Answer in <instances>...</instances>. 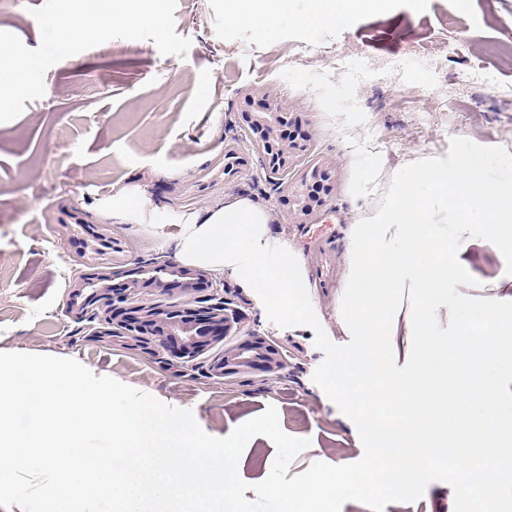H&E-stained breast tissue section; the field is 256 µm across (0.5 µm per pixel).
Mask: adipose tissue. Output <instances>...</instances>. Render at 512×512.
Wrapping results in <instances>:
<instances>
[{
    "label": "adipose tissue",
    "mask_w": 512,
    "mask_h": 512,
    "mask_svg": "<svg viewBox=\"0 0 512 512\" xmlns=\"http://www.w3.org/2000/svg\"><path fill=\"white\" fill-rule=\"evenodd\" d=\"M382 0H306L302 26L347 24ZM288 0H224L227 23L265 32ZM484 150L421 157L372 189L384 200L363 212L346 232V289L336 323L358 343L345 374L353 386L336 401L363 417L372 438L371 461L391 491L414 504L428 465L449 462L448 512L474 489L487 494L491 512L512 501V275L482 295L452 292L469 274L475 238L494 243L512 259V179L488 181ZM113 223L148 216L167 224L168 210L141 185L102 203ZM176 258L235 281L257 295L262 311L301 319L309 289L297 253L274 238L267 210L248 198L179 217ZM412 374L398 380L390 356ZM509 377L490 375V367Z\"/></svg>",
    "instance_id": "obj_1"
}]
</instances>
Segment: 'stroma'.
Here are the masks:
<instances>
[{
	"mask_svg": "<svg viewBox=\"0 0 512 512\" xmlns=\"http://www.w3.org/2000/svg\"><path fill=\"white\" fill-rule=\"evenodd\" d=\"M385 0L377 11L344 26L302 27L282 20L260 34L224 20V0H178L176 32L191 40L186 58L161 55L153 42L113 39L54 65L43 98L0 123V348L74 356L96 375L191 410L209 435L224 437L278 410L282 430L310 441L289 475L323 461H357L363 445L353 422L312 380L324 354L308 327L281 329L263 319L260 300L232 281H212L241 315L222 343L185 368L167 353L145 352L128 336L95 338V323L65 314L67 290L82 253L96 240L87 226L111 236L113 260L127 269L173 261L176 224L133 218L115 224L96 206L131 184L178 216L218 202L248 197L271 215L270 231L298 253L314 311L335 343L336 306L346 273L345 231L375 205L365 189L372 171L401 173L422 155L487 151V175L512 177V0ZM43 0H0V30L34 49L41 41L32 11ZM455 33H448V20ZM349 56L337 71L336 48ZM481 68L493 85L467 84ZM265 93L287 107L308 134L307 147L284 172L268 177L239 111L248 93ZM447 98L440 108L438 98ZM318 160L332 165V190L306 223L288 220V189ZM475 285L495 287L511 269L499 249L474 242L468 255ZM279 344L283 369L224 376L211 365L225 347L249 334ZM241 478L255 499L276 456L273 442L253 437ZM450 463L433 461L416 506L401 502L384 512H443Z\"/></svg>",
	"mask_w": 512,
	"mask_h": 512,
	"instance_id": "1",
	"label": "stroma"
}]
</instances>
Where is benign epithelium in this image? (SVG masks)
I'll use <instances>...</instances> for the list:
<instances>
[{
    "mask_svg": "<svg viewBox=\"0 0 512 512\" xmlns=\"http://www.w3.org/2000/svg\"><path fill=\"white\" fill-rule=\"evenodd\" d=\"M241 120L252 135L270 175L277 174L288 159L304 147V138L291 132L292 118L287 108L266 95L248 94L243 99ZM332 190L330 168L316 163L301 186L289 190L288 218L303 221L322 206ZM208 293L193 304L178 309H164L148 298L156 285ZM216 285L206 272L175 263L161 267L142 266L137 270L114 267L97 261L75 278L66 300V311L79 320L90 322L104 311L100 330L95 335L113 336L112 326L122 334L150 345L158 344L177 357L184 366L197 368L196 360L218 338L239 324L238 312L214 291ZM278 345L265 336H248L224 350L212 370L226 376L248 371L274 373L284 368Z\"/></svg>",
    "mask_w": 512,
    "mask_h": 512,
    "instance_id": "7a95c632",
    "label": "benign epithelium"
}]
</instances>
